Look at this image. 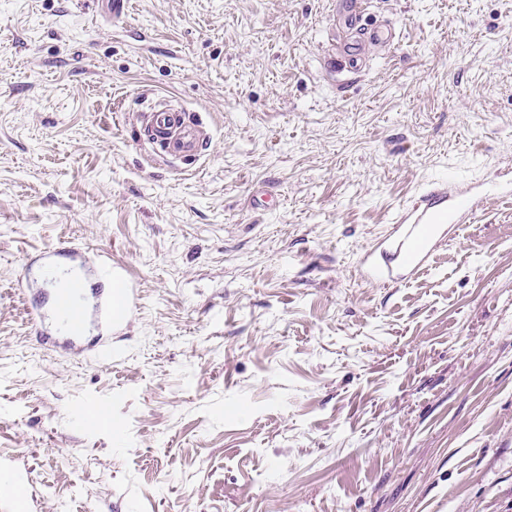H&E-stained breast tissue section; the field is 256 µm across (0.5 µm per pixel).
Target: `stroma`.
<instances>
[{
    "label": "stroma",
    "instance_id": "obj_1",
    "mask_svg": "<svg viewBox=\"0 0 512 512\" xmlns=\"http://www.w3.org/2000/svg\"><path fill=\"white\" fill-rule=\"evenodd\" d=\"M0 0V474L26 512H512V200L433 267L360 254L427 184L512 180V0ZM209 131L157 158L148 98ZM262 190L275 207L258 211ZM123 266L112 351L45 343L39 259ZM336 60L333 61V68L336 71L360 70L366 64L361 58L358 50V41L356 38H348L340 41L336 46Z\"/></svg>",
    "mask_w": 512,
    "mask_h": 512
}]
</instances>
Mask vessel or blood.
Masks as SVG:
<instances>
[{
  "mask_svg": "<svg viewBox=\"0 0 512 512\" xmlns=\"http://www.w3.org/2000/svg\"><path fill=\"white\" fill-rule=\"evenodd\" d=\"M364 65L357 39L338 43L334 68L357 71ZM147 121L149 139L167 156H198L204 144V131L199 123L188 120L185 112L174 106L172 97L158 96ZM479 209L477 194L455 192L447 184L433 183L399 209L387 234L364 253L359 262L361 278L388 285L412 280L430 266L440 244L456 237L462 224L474 218ZM82 299L83 285L79 282L57 299L58 335L79 336V329L70 326L69 320L82 315Z\"/></svg>",
  "mask_w": 512,
  "mask_h": 512,
  "instance_id": "b4317fda",
  "label": "vessel or blood"
}]
</instances>
